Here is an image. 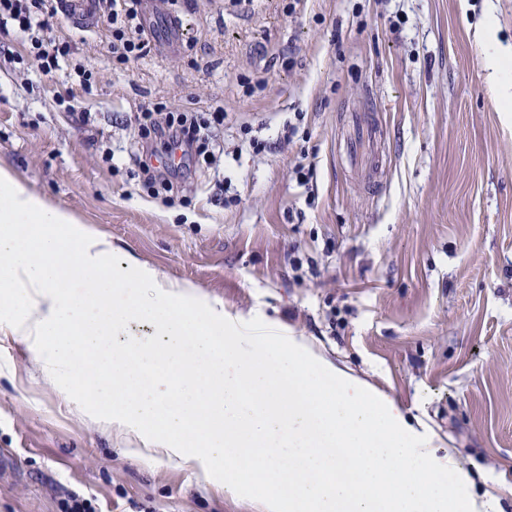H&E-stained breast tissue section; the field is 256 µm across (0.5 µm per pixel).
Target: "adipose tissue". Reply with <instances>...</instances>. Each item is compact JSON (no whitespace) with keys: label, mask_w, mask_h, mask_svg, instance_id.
<instances>
[{"label":"adipose tissue","mask_w":512,"mask_h":512,"mask_svg":"<svg viewBox=\"0 0 512 512\" xmlns=\"http://www.w3.org/2000/svg\"><path fill=\"white\" fill-rule=\"evenodd\" d=\"M116 248L98 231L30 190L0 162V332L17 336L48 382L61 385L100 367L86 352L126 333L129 321L159 324L164 355L149 396L128 387L137 375L123 352L112 354L113 382L101 385L107 403L92 418L115 434L140 441L160 456L194 457L230 493L252 499L257 512H293L278 489L286 481L313 502V512H501L502 495L471 492V475L441 438L412 422L396 401L341 368L305 337L279 323L252 326L190 286L169 281L148 263ZM86 279L95 302L74 297L72 280ZM146 289L129 306L124 292ZM226 340L224 347L213 337ZM214 356L224 386L197 377H170L185 347ZM287 374L304 402L275 396L274 379ZM204 407L210 415L206 452L194 450L181 415ZM249 445L256 472L275 476L256 492L232 462L213 458Z\"/></svg>","instance_id":"obj_1"}]
</instances>
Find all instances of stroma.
Returning a JSON list of instances; mask_svg holds the SVG:
<instances>
[{
	"instance_id": "stroma-1",
	"label": "stroma",
	"mask_w": 512,
	"mask_h": 512,
	"mask_svg": "<svg viewBox=\"0 0 512 512\" xmlns=\"http://www.w3.org/2000/svg\"><path fill=\"white\" fill-rule=\"evenodd\" d=\"M153 2L183 43L126 65L100 22L59 16L75 53L47 76L22 34H0V161L162 275L287 323L422 418L475 494L511 484L512 116L485 56L512 44V0ZM148 104L224 111L185 201L132 176L125 119ZM354 112L379 127L371 177L344 147ZM72 391L0 334V512H62L71 491L98 512H254L195 463L134 455L78 409L95 400L83 382Z\"/></svg>"
}]
</instances>
